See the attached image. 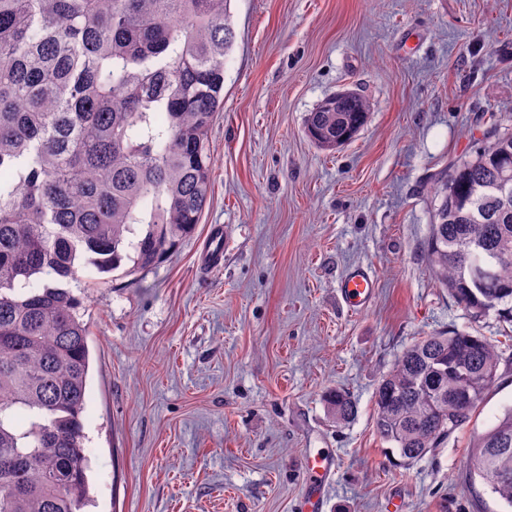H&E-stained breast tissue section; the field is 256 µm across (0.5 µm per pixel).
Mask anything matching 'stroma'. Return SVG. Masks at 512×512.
I'll return each instance as SVG.
<instances>
[{
  "label": "stroma",
  "mask_w": 512,
  "mask_h": 512,
  "mask_svg": "<svg viewBox=\"0 0 512 512\" xmlns=\"http://www.w3.org/2000/svg\"><path fill=\"white\" fill-rule=\"evenodd\" d=\"M236 46L208 138L200 224L156 268L79 281L90 368L83 413L89 512H306L304 463L336 469L320 512H512L464 460L512 408V326L471 319L430 275L421 186L490 122L512 127V0H233ZM365 95L335 151L305 119ZM224 262L198 263L211 225ZM376 282L353 312L337 288ZM452 330L497 345L473 420L410 466L375 433L374 394L411 342ZM358 413L335 425L325 395ZM338 293L352 310H363L375 296L374 276L365 268H355L345 276ZM334 466V460L329 453L318 450L306 460L304 480L309 484L321 482Z\"/></svg>",
  "instance_id": "35a3bbf8"
}]
</instances>
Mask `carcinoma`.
Instances as JSON below:
<instances>
[{"label": "carcinoma", "instance_id": "1", "mask_svg": "<svg viewBox=\"0 0 512 512\" xmlns=\"http://www.w3.org/2000/svg\"><path fill=\"white\" fill-rule=\"evenodd\" d=\"M233 0H0V512H85L89 329L82 272L154 268L200 223L208 136L224 108ZM370 102L341 91L308 113L334 150ZM512 128L423 185L429 273L479 320L512 325ZM501 355L483 336L416 339L375 393L379 438L411 464L467 426ZM332 420L356 412L326 395ZM466 474L512 509V409L473 437Z\"/></svg>", "mask_w": 512, "mask_h": 512}]
</instances>
